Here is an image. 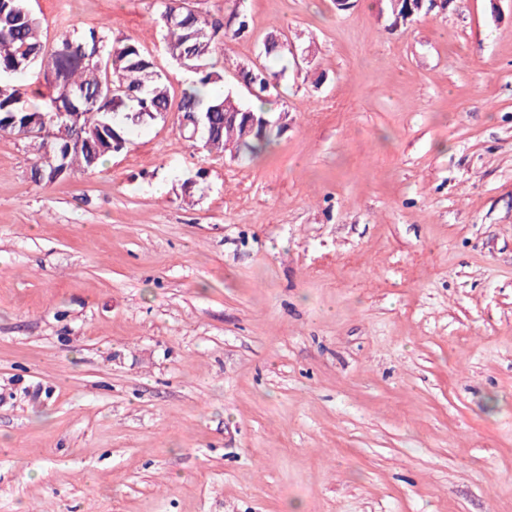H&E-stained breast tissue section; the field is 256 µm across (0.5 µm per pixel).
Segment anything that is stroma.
Listing matches in <instances>:
<instances>
[{"instance_id": "stroma-1", "label": "stroma", "mask_w": 512, "mask_h": 512, "mask_svg": "<svg viewBox=\"0 0 512 512\" xmlns=\"http://www.w3.org/2000/svg\"><path fill=\"white\" fill-rule=\"evenodd\" d=\"M30 7L180 98L153 0ZM240 7L260 157L172 111L38 184L0 136V512H512V0ZM235 69L238 73L240 83L252 84L255 89L253 94L260 102L265 103L270 97H278L279 83L278 74L270 71L264 66L236 64ZM274 79L276 84H272Z\"/></svg>"}]
</instances>
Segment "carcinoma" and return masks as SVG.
Listing matches in <instances>:
<instances>
[{
    "instance_id": "1",
    "label": "carcinoma",
    "mask_w": 512,
    "mask_h": 512,
    "mask_svg": "<svg viewBox=\"0 0 512 512\" xmlns=\"http://www.w3.org/2000/svg\"><path fill=\"white\" fill-rule=\"evenodd\" d=\"M166 53L195 74L183 89L177 107L185 137L200 121L196 141L209 152L232 145L257 156L280 136L287 125L277 116L241 102L223 89L224 69L214 62L218 45L247 32L245 14L234 5L220 17L186 9L181 0H154ZM40 17L27 0H0V77H15L38 67L50 89L41 109L23 105L24 84L0 81V134L14 137L36 150L31 175L52 183L59 170L92 171L126 145V132L159 118L171 109L166 76L154 58L139 45L114 38L104 29L80 34L61 33L48 46L42 40ZM240 83L251 84L262 103L279 95L278 74L264 66L235 65ZM79 113V135L71 141L47 142L21 136L29 127L71 121Z\"/></svg>"
}]
</instances>
